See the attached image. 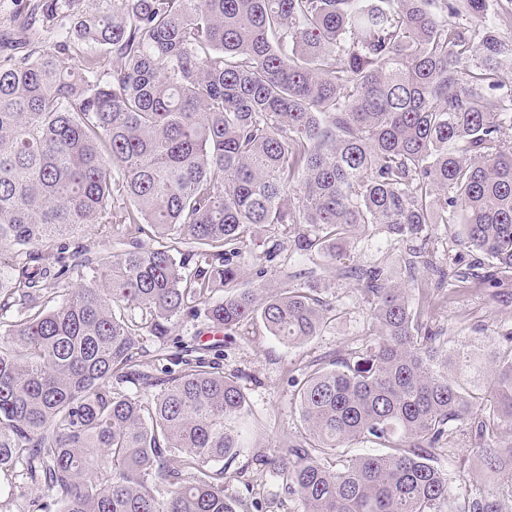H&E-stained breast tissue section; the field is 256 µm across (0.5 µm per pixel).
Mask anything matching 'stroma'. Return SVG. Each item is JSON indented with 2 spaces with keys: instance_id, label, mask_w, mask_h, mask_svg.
I'll return each instance as SVG.
<instances>
[{
  "instance_id": "1",
  "label": "stroma",
  "mask_w": 512,
  "mask_h": 512,
  "mask_svg": "<svg viewBox=\"0 0 512 512\" xmlns=\"http://www.w3.org/2000/svg\"><path fill=\"white\" fill-rule=\"evenodd\" d=\"M37 0H0V56L8 53L12 41L28 37L40 46L51 41L65 24L64 15L28 28L27 22ZM293 227L256 229L248 253L241 259L243 285L247 288H281L306 285L308 270H315L323 298L336 302L341 315L327 329L304 343L284 344L270 336L262 325L251 326L245 334H216L206 318H178L174 334L180 340L220 351L224 372L234 378L248 396L251 414L238 425L241 450L224 466V493L237 500L240 512H299L296 499L284 494L279 484L261 464V456L281 452L288 442L300 439L304 432L289 370L313 361L344 357L364 348L369 338V313L355 298L342 266L320 256L298 258L281 251L265 277H256L254 259L272 244H287ZM452 224H433L428 228V248L434 262L442 267L466 268L477 257L456 237ZM360 264L384 261L395 281L405 287L409 298L418 295L419 281L410 279L404 269L407 253L404 245H391L383 228L359 229L352 247ZM432 330L452 345H465L474 351L497 346L512 333V278L495 286L451 285L434 290L429 315ZM435 467L448 476L452 496L472 497L487 492L502 493L503 512H512V465L497 472L485 470L478 448L469 432H461L454 447L438 449L432 457Z\"/></svg>"
}]
</instances>
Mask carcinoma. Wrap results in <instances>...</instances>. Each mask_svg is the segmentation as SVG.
Wrapping results in <instances>:
<instances>
[{
    "label": "carcinoma",
    "mask_w": 512,
    "mask_h": 512,
    "mask_svg": "<svg viewBox=\"0 0 512 512\" xmlns=\"http://www.w3.org/2000/svg\"><path fill=\"white\" fill-rule=\"evenodd\" d=\"M503 27L512 10L487 0H105L1 62L0 487L38 484L58 512H238L221 462L244 391L182 342L179 370H146L142 342L200 312L288 345L338 318L312 284L240 286L256 226L294 225L292 254L333 260L382 226L413 243L428 294L445 271L425 232L459 217L512 274ZM92 225L131 248L67 263ZM344 277L373 343L291 378L304 434L272 461L284 489L301 512H501L493 494L451 503L431 457L465 423L487 470L512 459L491 447L512 425V345L446 347L382 262ZM356 442L384 451L328 466Z\"/></svg>",
    "instance_id": "1"
}]
</instances>
